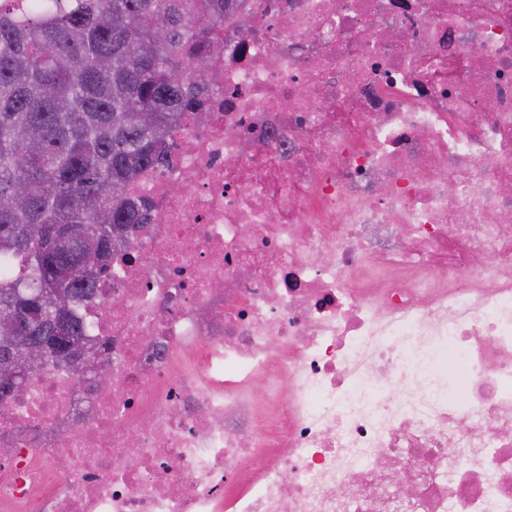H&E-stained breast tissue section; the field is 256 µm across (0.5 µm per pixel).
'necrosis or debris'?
I'll return each instance as SVG.
<instances>
[{
	"mask_svg": "<svg viewBox=\"0 0 512 512\" xmlns=\"http://www.w3.org/2000/svg\"><path fill=\"white\" fill-rule=\"evenodd\" d=\"M235 16L83 311L111 396L29 378L0 512H512V0Z\"/></svg>",
	"mask_w": 512,
	"mask_h": 512,
	"instance_id": "4bbe7bcc",
	"label": "necrosis or debris"
}]
</instances>
